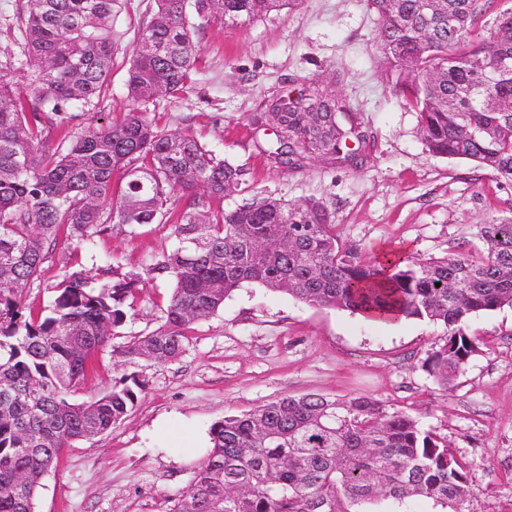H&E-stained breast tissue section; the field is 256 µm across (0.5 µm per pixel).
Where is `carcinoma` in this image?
I'll return each instance as SVG.
<instances>
[{"mask_svg":"<svg viewBox=\"0 0 512 512\" xmlns=\"http://www.w3.org/2000/svg\"><path fill=\"white\" fill-rule=\"evenodd\" d=\"M114 2L27 0L23 60L0 65V512H34L37 486H19L17 474L48 471L63 448L106 432L137 402V383L88 398L78 392L148 280L171 282L172 293L164 322L128 346L132 355L176 357L193 325L251 282L313 307L443 322L450 335L425 367L444 388L476 352L461 324L512 307L511 220L479 226L487 249L476 257L371 260L341 239L318 201L253 196L224 209V198L247 191L249 169L190 130L164 132L149 117L148 104L179 97L191 81L196 21L230 27L296 0H156L128 71L130 107L74 131L112 70ZM367 3L393 88L417 113L428 151L512 181V68L500 69L512 61V16L488 32L483 18L494 0H440L438 11L423 0ZM423 30L431 33L425 42ZM275 108L272 167L355 159L346 141L363 135L318 83ZM151 224L167 229L173 248L145 274L108 280L107 268L67 271L43 310L24 313L26 289L59 237L90 245ZM210 440L172 512H368L381 500L417 499L463 512L470 495L447 440L368 397L283 396L215 422Z\"/></svg>","mask_w":512,"mask_h":512,"instance_id":"obj_1","label":"carcinoma"}]
</instances>
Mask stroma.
Listing matches in <instances>:
<instances>
[{"label":"stroma","mask_w":512,"mask_h":512,"mask_svg":"<svg viewBox=\"0 0 512 512\" xmlns=\"http://www.w3.org/2000/svg\"><path fill=\"white\" fill-rule=\"evenodd\" d=\"M155 8L154 0H116L111 78L85 117L126 110L127 71ZM25 10L26 0H0L2 65L22 60L16 35ZM377 30L366 0H297L233 29L208 22L194 36L198 64L188 88L158 99L151 113L160 129L191 127L226 160L246 165L253 191L322 202L342 239L361 244L367 257L389 250L419 258L484 253L478 227L512 218V184L428 151L416 114L388 80ZM312 80L328 86L361 124L367 143L360 166L319 158L292 171L269 165L275 136L257 114L270 97ZM171 245L167 230L154 224L105 235L88 248L58 245L25 307L39 310L71 266L140 272ZM170 295L169 283H145L134 316L90 362L81 396L134 380L138 400L110 430L61 451L37 492L36 512H171L206 458L214 422L310 393L371 397L388 412L415 416L467 462L465 512H512V307L464 323L479 351L445 390L424 366L449 334L443 323L372 322L257 284L243 285L196 324L177 357L129 356L128 345L162 324Z\"/></svg>","instance_id":"stroma-1"}]
</instances>
